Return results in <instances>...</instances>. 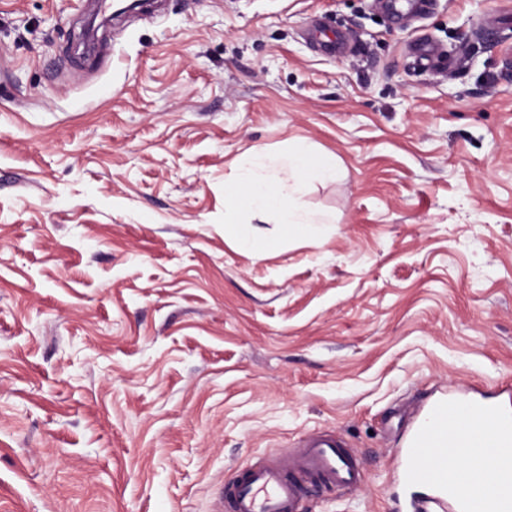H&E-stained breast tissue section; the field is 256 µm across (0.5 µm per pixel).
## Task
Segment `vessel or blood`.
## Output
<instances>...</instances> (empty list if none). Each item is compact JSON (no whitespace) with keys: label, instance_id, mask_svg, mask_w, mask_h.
I'll return each mask as SVG.
<instances>
[{"label":"vessel or blood","instance_id":"obj_1","mask_svg":"<svg viewBox=\"0 0 512 512\" xmlns=\"http://www.w3.org/2000/svg\"><path fill=\"white\" fill-rule=\"evenodd\" d=\"M490 416L498 419L492 430ZM452 452L467 458V470L449 463ZM397 475L427 490L413 512H512V411L483 402L459 409L448 397L431 402L408 430ZM363 482L357 458L332 432L244 467L224 499L230 512H300L307 485L352 492Z\"/></svg>","mask_w":512,"mask_h":512}]
</instances>
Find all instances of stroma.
Returning a JSON list of instances; mask_svg holds the SVG:
<instances>
[{"mask_svg":"<svg viewBox=\"0 0 512 512\" xmlns=\"http://www.w3.org/2000/svg\"><path fill=\"white\" fill-rule=\"evenodd\" d=\"M98 6L0 0V512H216L323 430L364 483L301 512H412L409 420L512 394V0H159L85 58ZM299 142L329 223H225ZM281 170L290 175L299 174L309 178L329 180L336 176V163L332 160H325L316 163L313 160L310 148L304 143H298L278 160Z\"/></svg>","mask_w":512,"mask_h":512,"instance_id":"obj_1","label":"stroma"}]
</instances>
